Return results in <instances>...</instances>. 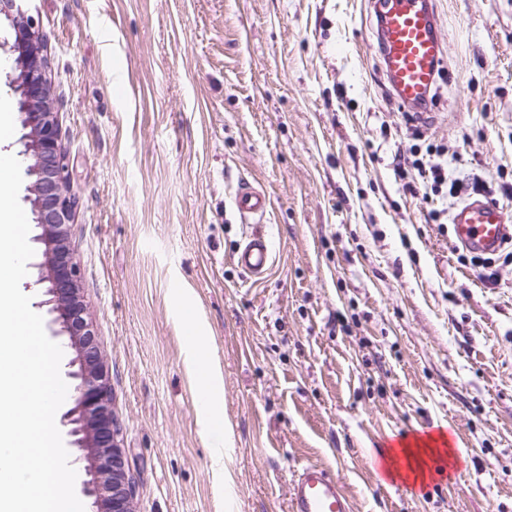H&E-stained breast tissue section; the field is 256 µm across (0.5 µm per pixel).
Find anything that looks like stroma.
I'll list each match as a JSON object with an SVG mask.
<instances>
[{
  "label": "stroma",
  "mask_w": 512,
  "mask_h": 512,
  "mask_svg": "<svg viewBox=\"0 0 512 512\" xmlns=\"http://www.w3.org/2000/svg\"><path fill=\"white\" fill-rule=\"evenodd\" d=\"M447 67L409 120L379 73L368 0H31L49 38L68 239L111 385L135 512H288L314 462L354 512H512V259L410 192L429 158L512 212V0H435ZM270 198L264 278L235 263L240 182ZM222 381L199 418L181 307ZM457 446L399 488L377 450Z\"/></svg>",
  "instance_id": "stroma-1"
}]
</instances>
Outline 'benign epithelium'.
<instances>
[{"mask_svg":"<svg viewBox=\"0 0 512 512\" xmlns=\"http://www.w3.org/2000/svg\"><path fill=\"white\" fill-rule=\"evenodd\" d=\"M26 0H0V18L8 26L12 66L9 84L20 96L22 135L19 156L26 164L32 221L42 246L36 263L45 285L48 328L74 352L67 373L73 406L62 415L70 446L83 452L89 480L83 494L89 512H133V491L125 469L119 428L112 414L111 388L92 317L78 299V265L66 246L77 199L69 193L68 166L60 137V104L52 94L46 36L24 8Z\"/></svg>","mask_w":512,"mask_h":512,"instance_id":"benign-epithelium-1","label":"benign epithelium"}]
</instances>
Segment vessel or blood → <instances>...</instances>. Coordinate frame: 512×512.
Wrapping results in <instances>:
<instances>
[{
    "label": "vessel or blood",
    "instance_id": "1",
    "mask_svg": "<svg viewBox=\"0 0 512 512\" xmlns=\"http://www.w3.org/2000/svg\"><path fill=\"white\" fill-rule=\"evenodd\" d=\"M376 18L375 37L381 72L395 101L407 112H422L435 99L444 67L445 47L433 0H369ZM232 204L244 221L264 218L267 194L241 185ZM456 246L478 256H493L512 244V214L488 196L476 193L451 216ZM247 274L262 276L274 264V248L264 234L252 232L234 255ZM289 512H354L342 477L317 463L302 466L292 480Z\"/></svg>",
    "mask_w": 512,
    "mask_h": 512
}]
</instances>
